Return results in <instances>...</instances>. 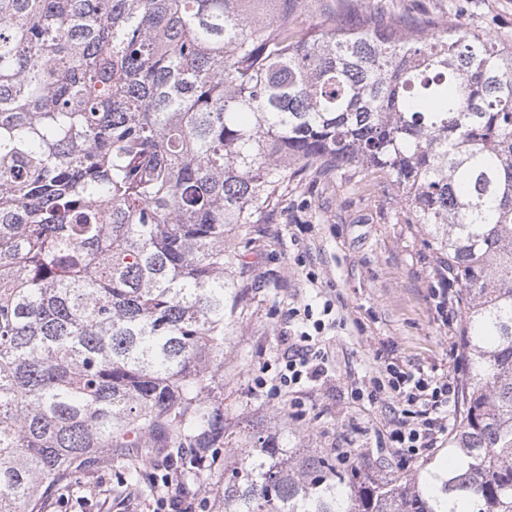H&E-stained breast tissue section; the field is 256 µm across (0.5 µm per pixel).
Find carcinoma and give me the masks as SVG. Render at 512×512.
I'll list each match as a JSON object with an SVG mask.
<instances>
[{
  "mask_svg": "<svg viewBox=\"0 0 512 512\" xmlns=\"http://www.w3.org/2000/svg\"><path fill=\"white\" fill-rule=\"evenodd\" d=\"M0 0V512L118 448L224 446V237L320 162L384 172L460 290L451 463L377 478L257 439L223 512H512V48L288 0Z\"/></svg>",
  "mask_w": 512,
  "mask_h": 512,
  "instance_id": "1",
  "label": "carcinoma"
}]
</instances>
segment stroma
I'll list each match as a JSON object with an SVG mask.
<instances>
[{
  "label": "stroma",
  "instance_id": "1",
  "mask_svg": "<svg viewBox=\"0 0 512 512\" xmlns=\"http://www.w3.org/2000/svg\"><path fill=\"white\" fill-rule=\"evenodd\" d=\"M303 6L298 22L304 28L323 12L351 21L378 6L417 21L443 16L512 46V0H304ZM226 245L246 292L224 342L230 430L273 436L286 448H355L363 468L377 474L409 476L424 462L447 463L444 446L423 461L384 447L394 401L353 394L384 360L438 377L462 357L460 312L444 316L437 309L442 261L424 226L406 222L384 173L343 168L323 177L313 168L302 171L268 223L233 229ZM327 301L341 320L323 338L326 377L304 384L293 397L274 396L264 383L278 374L280 338L302 330L298 323L286 325L288 309L308 304L318 314ZM234 456L232 449H218L207 484L187 479L174 488L163 477L180 471L175 449H143L139 484L125 483L120 453L100 456L68 490L47 498L45 512H150L162 496L188 512H218V490Z\"/></svg>",
  "mask_w": 512,
  "mask_h": 512
}]
</instances>
